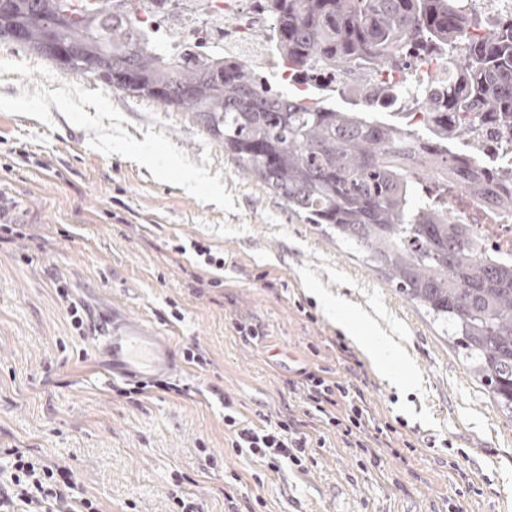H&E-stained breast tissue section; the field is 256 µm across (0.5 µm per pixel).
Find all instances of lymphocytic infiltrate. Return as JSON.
<instances>
[{
	"mask_svg": "<svg viewBox=\"0 0 512 512\" xmlns=\"http://www.w3.org/2000/svg\"><path fill=\"white\" fill-rule=\"evenodd\" d=\"M302 399L314 408L319 429L309 431L299 420L261 416L252 422L234 411L224 414L231 450L260 463L270 474L291 469L304 474L315 449L324 447V432L335 429L347 447L370 452L372 434L382 433L363 399L322 369L304 371ZM0 465V512H101L96 499L77 493L75 476L68 467L33 455L18 445L7 447Z\"/></svg>",
	"mask_w": 512,
	"mask_h": 512,
	"instance_id": "f902f5d3",
	"label": "lymphocytic infiltrate"
}]
</instances>
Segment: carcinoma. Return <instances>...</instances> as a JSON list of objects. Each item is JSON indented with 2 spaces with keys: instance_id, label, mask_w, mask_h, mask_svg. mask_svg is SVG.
Returning a JSON list of instances; mask_svg holds the SVG:
<instances>
[{
  "instance_id": "1",
  "label": "carcinoma",
  "mask_w": 512,
  "mask_h": 512,
  "mask_svg": "<svg viewBox=\"0 0 512 512\" xmlns=\"http://www.w3.org/2000/svg\"><path fill=\"white\" fill-rule=\"evenodd\" d=\"M274 45L294 71L349 66L403 76L425 53L448 56L444 112L475 110L512 127V23L494 36L471 0H267ZM48 56L50 39L87 58L86 75L166 106L185 107L224 150L308 224L366 255L423 307L503 411L512 413V265L475 250L448 214L453 184L503 213L496 192L448 152L415 146L418 132L271 90L241 59L193 66L160 53L132 22L74 0H0V38Z\"/></svg>"
}]
</instances>
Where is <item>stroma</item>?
<instances>
[{
	"instance_id": "35a3bbf8",
	"label": "stroma",
	"mask_w": 512,
	"mask_h": 512,
	"mask_svg": "<svg viewBox=\"0 0 512 512\" xmlns=\"http://www.w3.org/2000/svg\"><path fill=\"white\" fill-rule=\"evenodd\" d=\"M0 194L18 233L0 238V447L69 466L102 512H204L226 500L224 406L315 422L293 387L319 367L349 381L380 424V464L335 430L308 473L265 477L256 512H512V416L474 381L431 318L356 253L291 215L185 108L129 96L0 39ZM223 256L224 283L190 243ZM187 253H178V246ZM86 317L117 309L171 336L174 391L139 398L102 373L91 327L71 328L57 287ZM366 313L347 335L324 297ZM256 325L246 342L235 320ZM387 336L402 361L373 367L356 337Z\"/></svg>"
}]
</instances>
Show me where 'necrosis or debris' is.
<instances>
[{"label": "necrosis or debris", "mask_w": 512, "mask_h": 512, "mask_svg": "<svg viewBox=\"0 0 512 512\" xmlns=\"http://www.w3.org/2000/svg\"><path fill=\"white\" fill-rule=\"evenodd\" d=\"M108 12L132 14L138 25L165 50L193 53L203 59L223 51H233L252 59L256 66L273 61V45L258 47L252 32L270 25L263 0H102ZM458 161L474 162L482 176L491 179L503 168L512 169V129L496 130L486 136L479 160H472L467 149L449 144ZM447 202L461 219L467 220L470 236L478 251L512 264V215L490 216L488 223L469 222V213L479 204L466 192L449 194Z\"/></svg>", "instance_id": "obj_1"}]
</instances>
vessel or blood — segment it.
<instances>
[{"label": "vessel or blood", "instance_id": "b4317fda", "mask_svg": "<svg viewBox=\"0 0 512 512\" xmlns=\"http://www.w3.org/2000/svg\"><path fill=\"white\" fill-rule=\"evenodd\" d=\"M92 347L101 369L114 378L143 383L181 371L172 339L128 314L103 318Z\"/></svg>", "mask_w": 512, "mask_h": 512}]
</instances>
